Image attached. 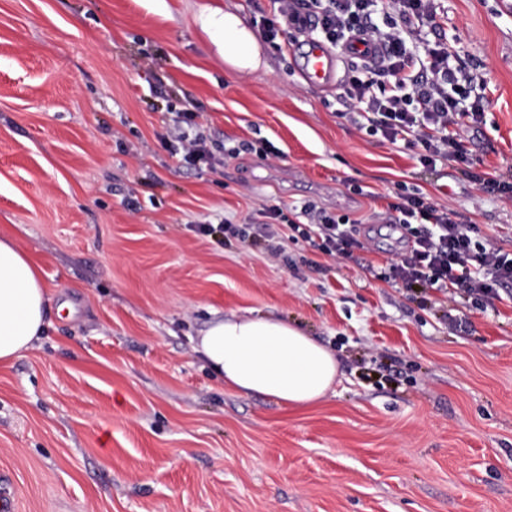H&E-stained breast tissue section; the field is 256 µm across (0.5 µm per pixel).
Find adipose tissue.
<instances>
[{
	"label": "adipose tissue",
	"mask_w": 512,
	"mask_h": 512,
	"mask_svg": "<svg viewBox=\"0 0 512 512\" xmlns=\"http://www.w3.org/2000/svg\"><path fill=\"white\" fill-rule=\"evenodd\" d=\"M218 24L225 64L239 73L256 69L259 44L244 19L227 12ZM48 302L37 266L13 238L0 236V362L20 357L41 336ZM195 349L226 387L290 407L322 399L339 373L330 349L274 317L235 315L215 321Z\"/></svg>",
	"instance_id": "ef3b65f1"
}]
</instances>
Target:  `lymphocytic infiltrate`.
I'll return each mask as SVG.
<instances>
[{"mask_svg": "<svg viewBox=\"0 0 512 512\" xmlns=\"http://www.w3.org/2000/svg\"><path fill=\"white\" fill-rule=\"evenodd\" d=\"M260 18V32L276 44L289 30L309 32L337 48L360 41L377 50L375 60L352 65L340 118L390 142L415 149L421 165H468L459 139L463 127L480 122L481 100L470 97L472 76L458 78L450 66L448 47L435 40L437 0H273ZM186 164L213 167L214 152L198 131L193 113H184L174 134ZM397 222L410 235L382 278L406 289L439 287L466 298L473 310L492 308L500 288L512 285V256L478 225L464 224L454 214L417 192L396 194L389 203ZM269 220L266 248L271 256L284 249L289 233H298L328 255L350 256L366 248L355 225L301 206L298 219L277 208L264 210Z\"/></svg>", "mask_w": 512, "mask_h": 512, "instance_id": "obj_1", "label": "lymphocytic infiltrate"}]
</instances>
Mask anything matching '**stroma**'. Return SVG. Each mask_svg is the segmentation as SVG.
<instances>
[{"instance_id":"35a3bbf8","label":"stroma","mask_w":512,"mask_h":512,"mask_svg":"<svg viewBox=\"0 0 512 512\" xmlns=\"http://www.w3.org/2000/svg\"><path fill=\"white\" fill-rule=\"evenodd\" d=\"M453 65L477 74L467 170L339 118L262 44L234 72L204 9L271 0H0V232L38 265L48 325L0 365V494L14 512H512V287L491 311L375 279L406 247L387 208L417 190L512 254V0H439ZM269 153L184 164L177 113ZM348 217L367 250L305 240L269 260L262 209ZM210 224L211 235L197 225ZM250 311L335 352L336 384L291 408L223 385L191 340ZM467 320L449 330L447 316Z\"/></svg>"}]
</instances>
